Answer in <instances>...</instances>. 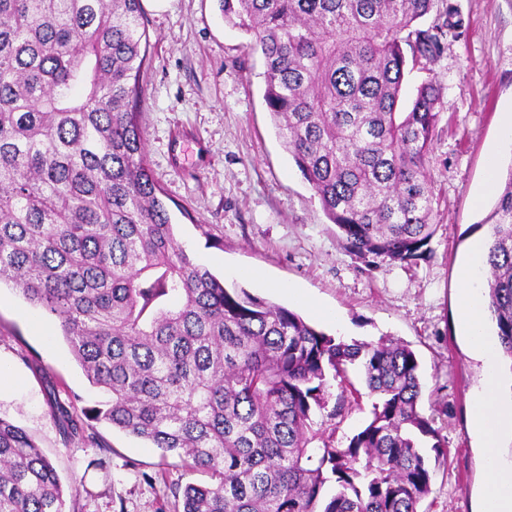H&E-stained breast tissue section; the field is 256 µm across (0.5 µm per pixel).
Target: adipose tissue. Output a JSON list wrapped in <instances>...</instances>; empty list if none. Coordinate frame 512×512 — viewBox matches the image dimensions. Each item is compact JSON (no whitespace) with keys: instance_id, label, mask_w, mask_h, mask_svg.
Here are the masks:
<instances>
[{"instance_id":"1","label":"adipose tissue","mask_w":512,"mask_h":512,"mask_svg":"<svg viewBox=\"0 0 512 512\" xmlns=\"http://www.w3.org/2000/svg\"><path fill=\"white\" fill-rule=\"evenodd\" d=\"M485 256L484 241L474 240L470 259L459 274V329L471 351L484 361L487 369L471 414V430L479 438L488 462L483 488L484 512H512V465L504 466L497 461L503 438L512 436V398L505 395L497 369L499 342L487 331L482 302Z\"/></svg>"}]
</instances>
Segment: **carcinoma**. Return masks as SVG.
<instances>
[{
  "instance_id": "cac0c4a2",
  "label": "carcinoma",
  "mask_w": 512,
  "mask_h": 512,
  "mask_svg": "<svg viewBox=\"0 0 512 512\" xmlns=\"http://www.w3.org/2000/svg\"><path fill=\"white\" fill-rule=\"evenodd\" d=\"M220 5L261 53L283 145L345 247L363 260L425 258L440 88L425 81L398 106L406 74L464 35L457 8ZM145 41L141 0H0V282L58 318L88 381L109 394L71 418V435L86 442L85 427L106 421L210 474L184 487L182 512H418L447 452L419 408L415 353L328 335L194 263L145 149ZM489 221L488 309L512 360V168ZM355 364L370 419L333 447L316 416L345 418ZM331 378L341 393L330 408ZM0 512H66L50 459L1 417Z\"/></svg>"
}]
</instances>
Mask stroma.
Here are the masks:
<instances>
[{
  "mask_svg": "<svg viewBox=\"0 0 512 512\" xmlns=\"http://www.w3.org/2000/svg\"><path fill=\"white\" fill-rule=\"evenodd\" d=\"M465 35L445 43L426 71L440 89V122L429 158L439 198L429 255L413 264L350 253L318 196L284 149L265 105L263 62L249 38L224 19L219 0H169L145 9L149 37L141 76V127L147 158L176 239L226 287L286 307L346 341L393 338L420 364V408L434 416L447 449L419 512H480L486 478L469 414L483 367L458 328L457 274L504 182L512 148L497 149L503 112L512 109V0H453ZM334 320L317 315V308ZM41 320L48 335L38 334ZM0 362L15 385L0 390V417L25 429L55 464L63 485L81 481L88 494L68 512H174L172 491L209 482L177 456L106 422L95 444L73 441L53 416L51 393L78 406L101 400L72 356L54 316L32 309L0 285Z\"/></svg>",
  "mask_w": 512,
  "mask_h": 512,
  "instance_id": "stroma-1",
  "label": "stroma"
}]
</instances>
